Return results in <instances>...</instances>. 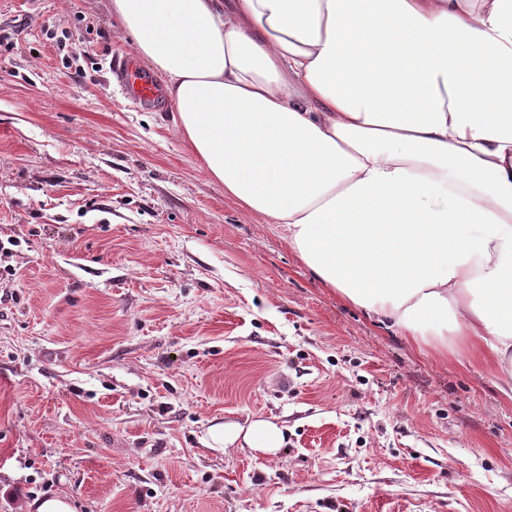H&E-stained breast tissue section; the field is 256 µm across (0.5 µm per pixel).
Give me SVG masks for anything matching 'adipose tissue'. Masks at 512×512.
I'll return each instance as SVG.
<instances>
[{"mask_svg":"<svg viewBox=\"0 0 512 512\" xmlns=\"http://www.w3.org/2000/svg\"><path fill=\"white\" fill-rule=\"evenodd\" d=\"M212 180L325 284L512 392V0H111ZM276 453L279 431L210 427Z\"/></svg>","mask_w":512,"mask_h":512,"instance_id":"adipose-tissue-1","label":"adipose tissue"}]
</instances>
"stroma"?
Returning a JSON list of instances; mask_svg holds the SVG:
<instances>
[{
    "label": "stroma",
    "instance_id": "35a3bbf8",
    "mask_svg": "<svg viewBox=\"0 0 512 512\" xmlns=\"http://www.w3.org/2000/svg\"><path fill=\"white\" fill-rule=\"evenodd\" d=\"M1 29L0 512H512L494 366L388 330L225 196L175 106L116 91L110 0H0ZM255 418L276 453L207 446ZM35 512H76L73 500L66 494L55 493L44 498H38L28 504Z\"/></svg>",
    "mask_w": 512,
    "mask_h": 512
}]
</instances>
